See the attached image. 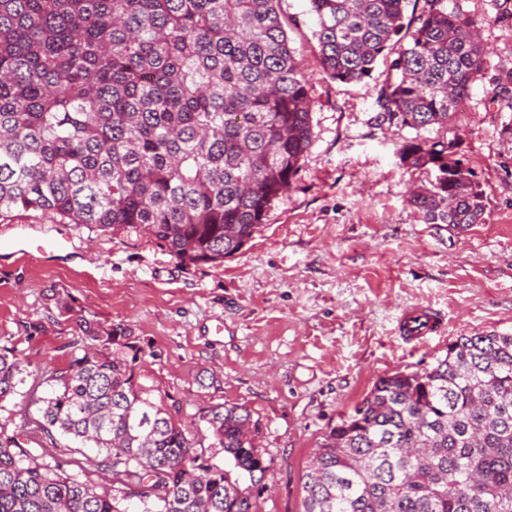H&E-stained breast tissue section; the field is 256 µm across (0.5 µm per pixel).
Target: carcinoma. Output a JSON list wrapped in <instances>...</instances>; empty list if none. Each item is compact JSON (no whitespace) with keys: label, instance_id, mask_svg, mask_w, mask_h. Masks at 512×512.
Listing matches in <instances>:
<instances>
[{"label":"carcinoma","instance_id":"obj_1","mask_svg":"<svg viewBox=\"0 0 512 512\" xmlns=\"http://www.w3.org/2000/svg\"><path fill=\"white\" fill-rule=\"evenodd\" d=\"M280 0H0V219L142 228L182 264L238 253L291 185L311 144L308 77ZM308 0L321 65L360 82L379 56L394 77L374 120L418 135L402 163L435 179L410 203L429 224H476L484 195L451 123L483 69L475 23L448 0ZM67 364L32 424L58 446L93 444L109 484L68 472L0 424V512H259L267 469L243 407L174 419L136 378L142 348L123 323L82 318ZM26 370L0 345V402ZM213 438L228 467L199 449ZM303 512H512V333L461 335L435 364L379 378L324 434L302 485Z\"/></svg>","mask_w":512,"mask_h":512}]
</instances>
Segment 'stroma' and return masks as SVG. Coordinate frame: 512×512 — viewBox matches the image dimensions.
<instances>
[{"label":"stroma","instance_id":"35a3bbf8","mask_svg":"<svg viewBox=\"0 0 512 512\" xmlns=\"http://www.w3.org/2000/svg\"><path fill=\"white\" fill-rule=\"evenodd\" d=\"M504 0H460L480 26L481 77L468 110L422 133L458 139L486 203L483 220L451 229L424 223L410 204L428 170L404 165L414 130L376 125L375 98L390 74L379 57L370 78L341 83L323 71L307 0H280V20L310 78L312 143L253 238L223 265L186 266L142 230L67 225V250L51 257L0 252V345L27 369L0 422L26 424L45 371L65 367L80 317L128 324L145 355L137 380L176 418L213 403L246 408L269 465L260 512H301V478L325 432L375 381L445 356L456 336L512 332V110L498 103V74L512 70V16ZM49 215L16 211L0 241L56 236ZM447 317L444 337L411 346L396 334L403 307ZM223 335H213L216 322Z\"/></svg>","mask_w":512,"mask_h":512}]
</instances>
